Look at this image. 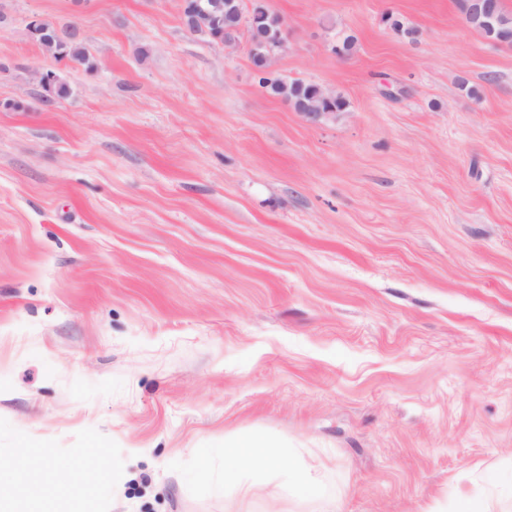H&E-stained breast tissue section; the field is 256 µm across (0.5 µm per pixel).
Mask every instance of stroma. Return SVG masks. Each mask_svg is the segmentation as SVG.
I'll list each match as a JSON object with an SVG mask.
<instances>
[{
  "label": "stroma",
  "instance_id": "stroma-1",
  "mask_svg": "<svg viewBox=\"0 0 512 512\" xmlns=\"http://www.w3.org/2000/svg\"><path fill=\"white\" fill-rule=\"evenodd\" d=\"M268 3L275 72L347 112L268 96L181 0H0V512H323L284 457L225 492L254 433L334 512H512V46L457 0ZM37 25L35 26L33 40L39 42V30L48 29L49 31H58L62 38L57 48L58 61H65L72 66L84 67L86 69H93L95 62L90 55L88 49L83 43L76 38V33L71 32L70 29L58 27V25L51 19L39 17ZM58 38L54 34H45L41 37L39 47L43 54L54 57L56 51V44ZM265 437L246 435L224 442V489H234L241 475L270 464L288 448L276 449ZM286 488L288 491L296 494H309L313 492L326 498L332 496L330 490L316 480L310 467L304 464L288 468V472L286 473Z\"/></svg>",
  "mask_w": 512,
  "mask_h": 512
}]
</instances>
